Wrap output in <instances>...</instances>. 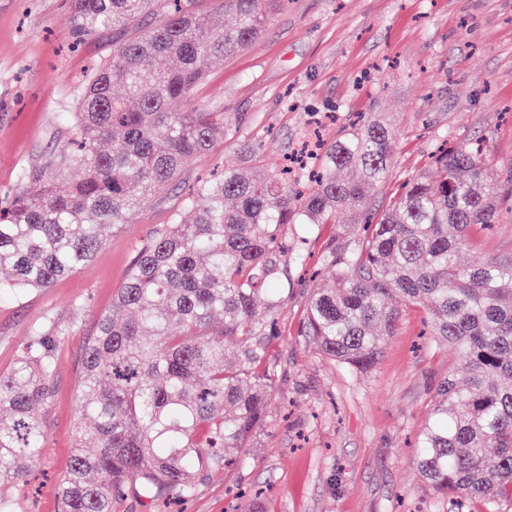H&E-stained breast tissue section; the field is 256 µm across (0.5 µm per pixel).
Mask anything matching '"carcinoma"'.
Segmentation results:
<instances>
[{"mask_svg":"<svg viewBox=\"0 0 512 512\" xmlns=\"http://www.w3.org/2000/svg\"><path fill=\"white\" fill-rule=\"evenodd\" d=\"M203 2L165 0L159 20L156 0H71L74 36H123L65 115L77 175L61 179L46 161L21 174L36 190L0 207V299L74 273L101 247L102 229L127 223L190 158L236 130L228 113L189 107L191 93L208 62L264 33L282 0H211L234 16L225 27L211 23ZM396 133L386 112L349 123L322 149L305 192L286 169L254 174L257 147L242 139L239 163L186 201L190 218L147 239L112 312L84 341L74 450L57 486L62 512H112L127 494L185 500L202 477L244 466L273 395L269 375L255 370L283 302L277 285L301 259L286 237L342 214L359 232L338 231L327 243L333 276L313 281L301 335L366 375L403 309L423 308L430 335L462 367L438 384L417 470L443 495L512 512V262L460 260L476 249L473 229L495 223L500 188L478 147L447 142L432 171L406 179L371 212V195L390 180ZM70 333L47 322L0 374V483L25 480L43 456L56 353Z\"/></svg>","mask_w":512,"mask_h":512,"instance_id":"1","label":"carcinoma"}]
</instances>
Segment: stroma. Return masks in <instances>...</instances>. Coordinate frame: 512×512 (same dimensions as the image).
I'll list each match as a JSON object with an SVG mask.
<instances>
[{"label":"stroma","mask_w":512,"mask_h":512,"mask_svg":"<svg viewBox=\"0 0 512 512\" xmlns=\"http://www.w3.org/2000/svg\"><path fill=\"white\" fill-rule=\"evenodd\" d=\"M111 33L69 51L70 0H0V193L45 161L72 174L64 115L79 79L102 57ZM192 101L238 117L257 138L254 172L268 173L297 148L311 113L340 124L363 112L390 113L392 183L427 170L441 135L479 144L492 178L512 192V0H288L246 50L210 63ZM228 139L192 157L176 184L105 229L95 256L45 290L0 301V371H8L32 332L51 319L72 325L47 411L44 460L26 481L0 485L16 512H58L55 485L72 447L78 362L149 233L184 211L189 190L236 158ZM313 228L303 263L282 278L278 333L266 342L262 372L272 374L269 422L243 469L205 479L182 512H247L259 491L264 512H458L426 486L414 462L436 387L457 358L425 334L423 312L406 309L366 376L352 375L299 335L323 239Z\"/></svg>","instance_id":"obj_1"}]
</instances>
